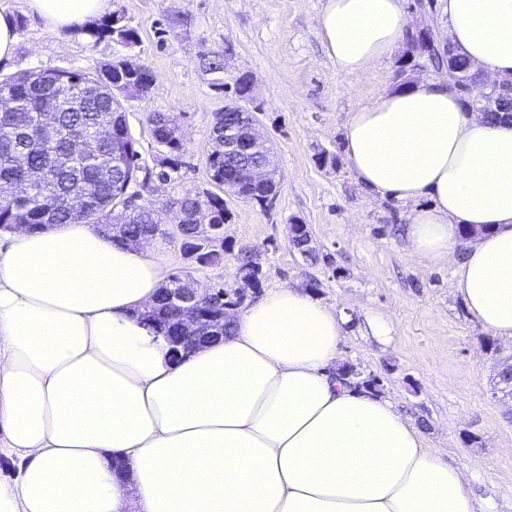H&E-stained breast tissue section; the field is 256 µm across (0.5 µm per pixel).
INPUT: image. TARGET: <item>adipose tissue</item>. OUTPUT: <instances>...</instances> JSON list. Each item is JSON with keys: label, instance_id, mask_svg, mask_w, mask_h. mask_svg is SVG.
Here are the masks:
<instances>
[{"label": "adipose tissue", "instance_id": "1", "mask_svg": "<svg viewBox=\"0 0 512 512\" xmlns=\"http://www.w3.org/2000/svg\"><path fill=\"white\" fill-rule=\"evenodd\" d=\"M108 6L27 0L55 31ZM443 11L457 54L512 78V0ZM319 29L358 77L411 27L404 0H325ZM344 143L356 181L407 208L411 254L455 263L467 309L512 340V119L467 111L442 77L358 107ZM165 278L148 242L88 224L21 227L0 250V456L19 467L0 512H476L412 417L337 378L336 309L284 283L176 362L141 317Z\"/></svg>", "mask_w": 512, "mask_h": 512}]
</instances>
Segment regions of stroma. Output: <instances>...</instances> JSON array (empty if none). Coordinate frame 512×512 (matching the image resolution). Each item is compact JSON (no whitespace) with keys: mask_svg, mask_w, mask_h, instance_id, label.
Listing matches in <instances>:
<instances>
[{"mask_svg":"<svg viewBox=\"0 0 512 512\" xmlns=\"http://www.w3.org/2000/svg\"><path fill=\"white\" fill-rule=\"evenodd\" d=\"M324 0H110L138 42L49 30L25 0H0L17 26L13 56L0 60V77L59 69L92 72L115 57L146 66L154 82L145 100L126 103L143 162L160 158L148 115L182 116V165L169 181L141 189L137 206L156 210L170 234L152 246L169 273L202 287L237 285L241 254L262 269L261 291L296 283L347 320L341 361L380 376L384 393L420 426L430 447L463 469L478 512H512V411L496 389L512 342L493 336L467 311L453 287L454 267L428 265L410 255L406 209L373 198L355 181L344 153L350 112L398 87L396 58L364 76L342 75L318 31ZM224 58V75L249 74L258 129L276 155L280 189L267 208L227 197L224 264L193 266L173 234L168 201L209 185L207 155L216 113L229 99L216 90L200 56ZM331 163L319 164L320 154ZM307 225L318 261L305 260L289 241L288 226ZM391 325L379 342L369 319Z\"/></svg>","mask_w":512,"mask_h":512,"instance_id":"obj_1","label":"stroma"}]
</instances>
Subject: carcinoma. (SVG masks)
<instances>
[{
    "instance_id": "1",
    "label": "carcinoma",
    "mask_w": 512,
    "mask_h": 512,
    "mask_svg": "<svg viewBox=\"0 0 512 512\" xmlns=\"http://www.w3.org/2000/svg\"><path fill=\"white\" fill-rule=\"evenodd\" d=\"M81 33L95 42L107 36L125 46L137 42L136 32L115 14ZM421 42L422 35H409L399 66L404 86L411 84L409 74L414 72ZM426 61L437 70L450 69L458 80L453 89L462 96L465 107L474 103L477 76L469 61L456 53L446 57L437 51L429 53ZM202 63L215 76L214 86L224 88V58L207 54ZM152 82L149 69L127 70L119 58L94 74L39 70L0 78V102L7 105L0 111V229L18 224L34 230L81 223L94 224L109 233L117 224L126 241L166 236L156 211L135 206L137 193L131 191L134 186H149L155 178H171L181 165L183 146L175 136L179 114L149 115L154 142L163 154L153 168L141 162L137 141L130 132L123 96L148 88ZM501 84L509 90L494 94L495 105L487 112L492 122L512 115V79ZM236 120L234 111L219 113L211 138L223 137L224 126ZM269 163L270 152L263 145L245 154L211 152L207 165L218 191H187L174 200L182 214L177 235L183 251L199 249L197 213L207 212V223L217 228L216 244L198 255L201 266L224 264V238L218 227L232 217L220 195L224 174ZM278 185L275 175L262 185L246 184L241 200L265 208L276 197ZM343 375L356 386L383 391V379L375 374L353 366Z\"/></svg>"
}]
</instances>
